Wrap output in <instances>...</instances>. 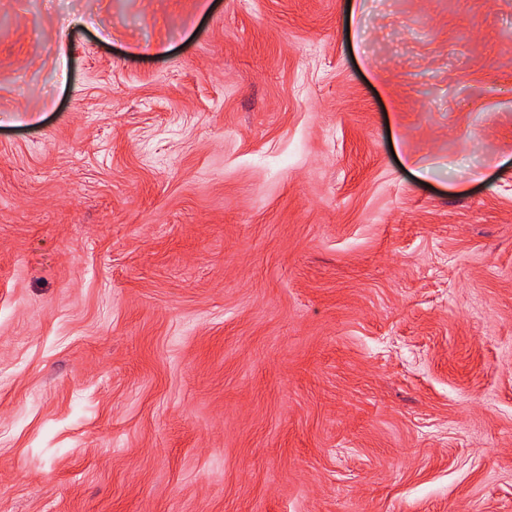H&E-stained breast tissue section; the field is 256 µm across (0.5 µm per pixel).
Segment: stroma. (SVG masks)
<instances>
[{"instance_id":"1","label":"stroma","mask_w":512,"mask_h":512,"mask_svg":"<svg viewBox=\"0 0 512 512\" xmlns=\"http://www.w3.org/2000/svg\"><path fill=\"white\" fill-rule=\"evenodd\" d=\"M0 512H512V0H0Z\"/></svg>"}]
</instances>
